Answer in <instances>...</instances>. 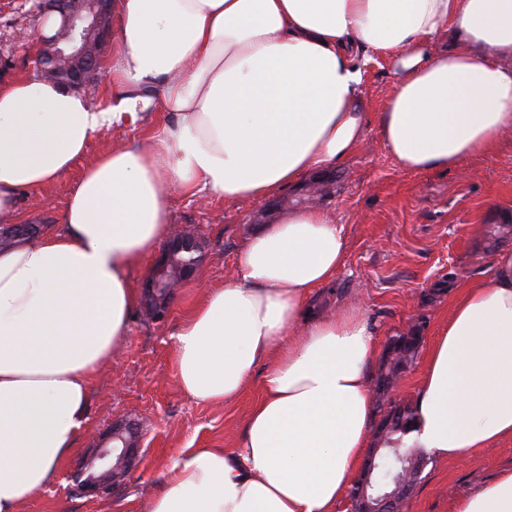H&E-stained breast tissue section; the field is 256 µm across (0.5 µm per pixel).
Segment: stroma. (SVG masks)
I'll return each instance as SVG.
<instances>
[{
  "instance_id": "stroma-1",
  "label": "stroma",
  "mask_w": 512,
  "mask_h": 512,
  "mask_svg": "<svg viewBox=\"0 0 512 512\" xmlns=\"http://www.w3.org/2000/svg\"><path fill=\"white\" fill-rule=\"evenodd\" d=\"M43 23L35 0H0V58L11 64L9 78L34 72ZM392 83L389 60L379 57L367 65L365 138L318 181L259 202L192 197L178 187L168 188L170 225L201 237L206 250L203 265L178 288L164 321H154L144 308L136 309L127 336L92 379L88 422L74 453L21 512H146L148 498L161 489L181 449L236 447L261 394L259 379H252L240 397L220 405L190 398L175 376L172 335L208 289L223 287L235 276L238 250L247 236L277 221L299 199L330 212L348 240L333 282L313 293V315L361 302L382 351L395 334L415 333L416 356L398 375L397 387L402 399L416 400L427 345L447 322L457 293L486 276L497 252L512 250V230L497 231L504 224L512 227V138L489 154L471 158L461 172L403 169L378 130ZM166 120L165 112L152 107L142 123L102 130L68 172L43 190L21 194L15 212L0 215V224L62 229L68 197L85 168L112 145L146 142ZM121 419L143 429L140 462L111 495L70 494L69 474L113 421ZM505 469H512V438L478 449L465 462L432 461L405 512H448L451 496L470 492Z\"/></svg>"
}]
</instances>
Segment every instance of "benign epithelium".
<instances>
[{
	"label": "benign epithelium",
	"mask_w": 512,
	"mask_h": 512,
	"mask_svg": "<svg viewBox=\"0 0 512 512\" xmlns=\"http://www.w3.org/2000/svg\"><path fill=\"white\" fill-rule=\"evenodd\" d=\"M43 18L56 15L60 25L51 37L41 39L38 73L48 80H66L80 87L100 75V64L111 39L112 0H39ZM182 252L202 253L201 243L191 235L174 233L144 282L145 306L151 315H166L175 290L166 289L162 274L172 258ZM140 447L135 423H114L107 436L70 474L72 489L85 496H102L120 485L136 465ZM386 464L381 444L369 449L353 487L355 512H403L422 468L411 465L406 476L376 490L378 475Z\"/></svg>",
	"instance_id": "1"
}]
</instances>
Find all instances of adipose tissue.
Instances as JSON below:
<instances>
[{"mask_svg":"<svg viewBox=\"0 0 512 512\" xmlns=\"http://www.w3.org/2000/svg\"><path fill=\"white\" fill-rule=\"evenodd\" d=\"M113 101L41 76L0 83V214L66 173L90 138L158 106L174 122L120 144L72 190L64 228L0 249V512L48 485L87 423L89 381L128 333L130 271L170 232L166 189L261 201L362 143L363 71L394 82L379 114L411 171L454 169L512 133V0H116ZM348 249L302 204L245 240L237 275L173 336L192 399L261 395L237 448H186L147 512H337L375 445L377 342L351 306L309 317ZM512 438V251L457 295L424 360L408 446L467 460ZM448 512H512V469Z\"/></svg>","mask_w":512,"mask_h":512,"instance_id":"adipose-tissue-1","label":"adipose tissue"}]
</instances>
